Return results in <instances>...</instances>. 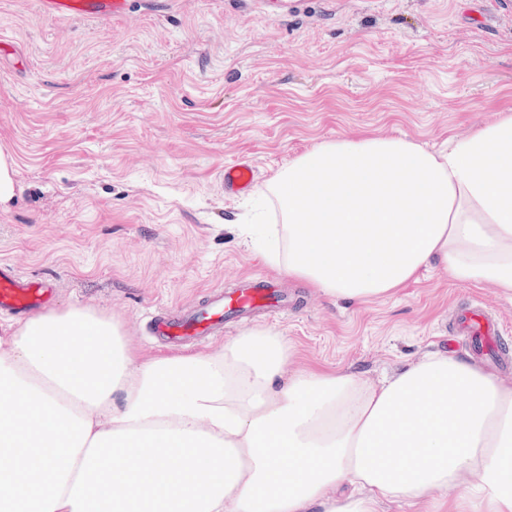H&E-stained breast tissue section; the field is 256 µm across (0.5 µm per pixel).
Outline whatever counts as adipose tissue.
I'll return each instance as SVG.
<instances>
[{
	"label": "adipose tissue",
	"mask_w": 512,
	"mask_h": 512,
	"mask_svg": "<svg viewBox=\"0 0 512 512\" xmlns=\"http://www.w3.org/2000/svg\"><path fill=\"white\" fill-rule=\"evenodd\" d=\"M277 270L391 297L428 269L512 299V113L434 150L341 137L261 190ZM282 333L141 357L82 306L0 328V512H512V380L428 352L380 380L289 369Z\"/></svg>",
	"instance_id": "obj_1"
}]
</instances>
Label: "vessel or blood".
Here are the masks:
<instances>
[{"instance_id": "vessel-or-blood-1", "label": "vessel or blood", "mask_w": 512, "mask_h": 512, "mask_svg": "<svg viewBox=\"0 0 512 512\" xmlns=\"http://www.w3.org/2000/svg\"><path fill=\"white\" fill-rule=\"evenodd\" d=\"M128 3L129 0H40L46 17L89 18L100 23L123 16ZM221 182L225 193H248L255 185L254 167L246 159L225 164ZM53 293L50 281L22 275L9 263L0 261V315L37 313L50 306ZM287 310V296L272 281L254 278L231 293L221 288L210 290L203 302L182 316L155 312L150 329L166 342L193 344L222 332L224 327L243 322L253 312L276 316ZM449 333L474 344L486 342L494 328L480 306L469 304L457 311Z\"/></svg>"}]
</instances>
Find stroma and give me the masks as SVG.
I'll return each instance as SVG.
<instances>
[{
  "instance_id": "stroma-1",
  "label": "stroma",
  "mask_w": 512,
  "mask_h": 512,
  "mask_svg": "<svg viewBox=\"0 0 512 512\" xmlns=\"http://www.w3.org/2000/svg\"><path fill=\"white\" fill-rule=\"evenodd\" d=\"M131 0L106 24L51 20L39 0H0V151L15 198L0 208V260L54 281L55 308L119 320L134 351L166 349L150 313H179L209 289L257 274L293 299L255 314L294 345L297 365L366 378L448 339L473 301L503 326L512 303L440 270L396 296L331 301L271 269L240 234L243 196L219 174L246 157L265 184L339 136L406 135L432 149L512 111V7L502 0Z\"/></svg>"
}]
</instances>
